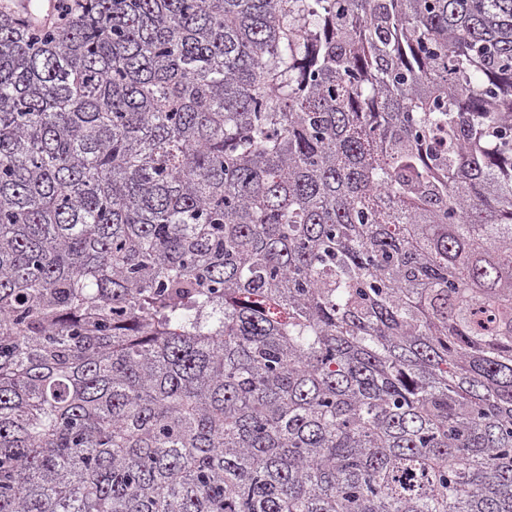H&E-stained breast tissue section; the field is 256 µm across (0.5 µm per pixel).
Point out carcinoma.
<instances>
[{
	"label": "carcinoma",
	"instance_id": "carcinoma-1",
	"mask_svg": "<svg viewBox=\"0 0 512 512\" xmlns=\"http://www.w3.org/2000/svg\"><path fill=\"white\" fill-rule=\"evenodd\" d=\"M0 10V512H512V0Z\"/></svg>",
	"mask_w": 512,
	"mask_h": 512
}]
</instances>
